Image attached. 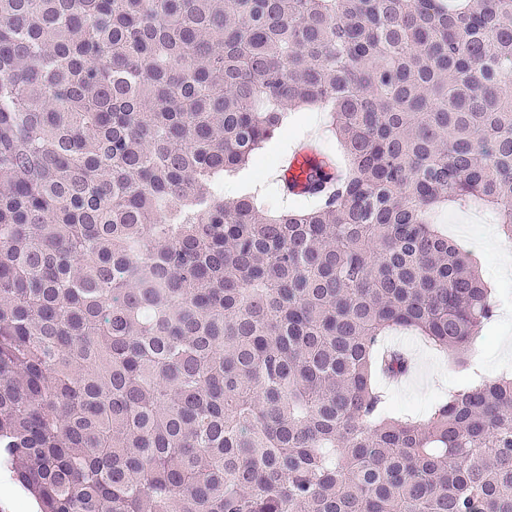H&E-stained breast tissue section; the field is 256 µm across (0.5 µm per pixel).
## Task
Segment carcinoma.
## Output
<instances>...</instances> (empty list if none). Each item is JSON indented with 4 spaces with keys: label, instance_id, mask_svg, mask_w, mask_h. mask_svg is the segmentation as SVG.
Wrapping results in <instances>:
<instances>
[{
    "label": "carcinoma",
    "instance_id": "obj_1",
    "mask_svg": "<svg viewBox=\"0 0 512 512\" xmlns=\"http://www.w3.org/2000/svg\"><path fill=\"white\" fill-rule=\"evenodd\" d=\"M298 205L224 200L289 107ZM512 239V0H0V469L41 512H512V374L394 416L410 330L465 353ZM327 125H329V115L327 112H321L317 109L289 111L288 122L283 129L264 145L253 162L246 166V169L250 168L258 177L262 176L266 171L274 170L277 163L282 159L280 157V150H286L290 140L288 141L287 139L282 144L281 141L287 134L290 135L300 129L309 130V135H311L320 128L321 135L319 140L323 148L329 152L336 153L337 159L341 161L342 149L336 139L326 131ZM244 170L234 176L225 177L224 179L237 177ZM318 162L319 160L311 155L306 156L300 154L285 172V176L296 184L298 190L303 189L307 182L308 175L312 171V166L316 165Z\"/></svg>",
    "mask_w": 512,
    "mask_h": 512
}]
</instances>
